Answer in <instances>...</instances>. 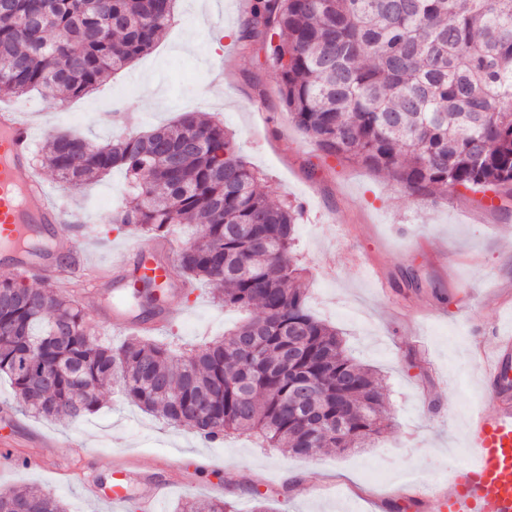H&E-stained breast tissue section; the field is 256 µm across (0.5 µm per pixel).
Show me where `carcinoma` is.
<instances>
[{
  "instance_id": "obj_1",
  "label": "carcinoma",
  "mask_w": 512,
  "mask_h": 512,
  "mask_svg": "<svg viewBox=\"0 0 512 512\" xmlns=\"http://www.w3.org/2000/svg\"><path fill=\"white\" fill-rule=\"evenodd\" d=\"M176 0H0V98L70 97L148 53ZM295 126L326 156L387 174L417 194L512 187V0H252ZM37 162L79 188L114 169L126 195L112 221L164 239L193 224L177 262L226 307L260 309L204 348L143 336L99 342L77 297L0 279V376L22 411L78 419L101 391L212 442L254 436L306 458L366 446L386 419L375 373L308 311L294 252L302 205L270 201L224 124L192 113L97 145L60 133ZM0 512H66L38 490H0ZM179 512H231L221 498Z\"/></svg>"
}]
</instances>
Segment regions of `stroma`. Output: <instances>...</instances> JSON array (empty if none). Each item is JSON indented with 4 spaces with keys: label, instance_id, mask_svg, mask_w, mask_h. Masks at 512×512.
<instances>
[{
    "label": "stroma",
    "instance_id": "obj_1",
    "mask_svg": "<svg viewBox=\"0 0 512 512\" xmlns=\"http://www.w3.org/2000/svg\"><path fill=\"white\" fill-rule=\"evenodd\" d=\"M251 0H178L159 43L96 92L82 98L34 93L9 105L34 113L36 143L66 131L95 143L205 112L223 121L247 161L267 175L273 201L305 210L295 248L305 268L310 312L338 330L343 348L373 369L382 385L388 426L368 448L314 451L295 458L246 437L209 442L163 423L104 390L102 405L82 420H45L17 409L10 380L0 377V424L9 446L0 454V486L33 487L61 499L67 512H107L89 481L107 482L131 467L123 512H137L145 477L172 481L158 512L210 498L211 487L235 512H252L253 493L268 512H438L411 504L404 487L449 490L448 468L471 463L464 432L492 394L480 354L512 332V193L463 188L417 196L386 174L327 157L289 120L262 37L240 42ZM224 50L213 53L215 38ZM37 174L65 199L88 241L77 262L92 282L132 268L144 239L111 223L124 194L113 171L79 189L47 168ZM167 328L157 339L198 348L223 335L240 314L212 300L208 285L170 297ZM173 469L155 471L158 460ZM316 480L313 497L289 486V474Z\"/></svg>",
    "mask_w": 512,
    "mask_h": 512
}]
</instances>
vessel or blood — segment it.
Wrapping results in <instances>:
<instances>
[{
    "label": "vessel or blood",
    "instance_id": "vessel-or-blood-1",
    "mask_svg": "<svg viewBox=\"0 0 512 512\" xmlns=\"http://www.w3.org/2000/svg\"><path fill=\"white\" fill-rule=\"evenodd\" d=\"M32 157V131L29 122L17 112L0 110V263L23 270L48 268L50 254L30 251L24 245L33 233L54 237V226L66 204L51 200L44 184L27 171ZM163 289L167 295L188 288L175 279L170 263L154 259L151 249L140 252L138 281H118L110 295L101 296L99 308L115 326L134 330H152L131 311L115 304V297L136 292L139 280ZM512 363V336L496 339L493 360L487 377L499 380ZM467 444L475 456L474 464L456 471L449 491L432 494L412 488L415 502H435L439 512H512V398L494 394L490 402L475 413L469 423ZM128 479L124 470L112 473L109 489H95L100 502L110 512H121L128 497ZM169 484L145 483L138 494L140 512H157L158 502Z\"/></svg>",
    "mask_w": 512,
    "mask_h": 512
}]
</instances>
